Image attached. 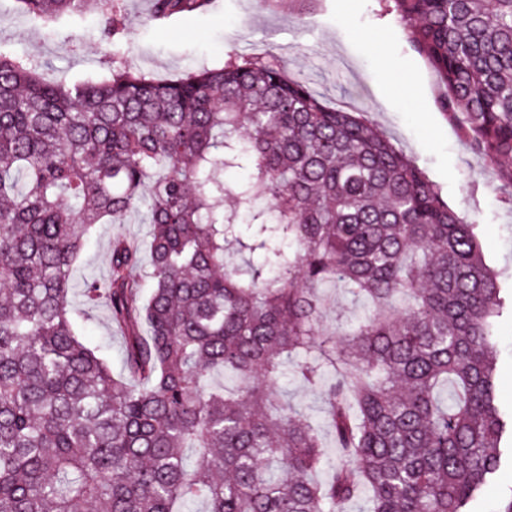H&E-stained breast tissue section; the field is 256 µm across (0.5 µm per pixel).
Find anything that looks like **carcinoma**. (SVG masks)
<instances>
[{
    "mask_svg": "<svg viewBox=\"0 0 512 512\" xmlns=\"http://www.w3.org/2000/svg\"><path fill=\"white\" fill-rule=\"evenodd\" d=\"M390 2L441 111L512 184V0ZM18 3L44 21L94 5L116 33L110 0ZM132 214L148 267L118 234L81 288L121 333L116 374L80 339L73 272L95 225ZM329 283L368 305L343 331ZM502 291L478 225L278 67L67 86L0 54V512H470L512 445ZM290 367L340 449L325 482L319 432L275 390ZM499 346L498 372L501 402L509 410L512 406V313L505 311L497 325Z\"/></svg>",
    "mask_w": 512,
    "mask_h": 512,
    "instance_id": "1",
    "label": "carcinoma"
}]
</instances>
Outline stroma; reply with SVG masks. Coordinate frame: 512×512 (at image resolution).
<instances>
[{"mask_svg":"<svg viewBox=\"0 0 512 512\" xmlns=\"http://www.w3.org/2000/svg\"><path fill=\"white\" fill-rule=\"evenodd\" d=\"M123 34L109 43L98 10L45 23L0 0V53L26 60L49 82L100 81L115 69L167 80L231 59L283 67L329 106L356 112L379 128L440 190L448 205L479 226L488 264L512 293V186L473 151L460 119L437 106L440 87L424 56L411 44L384 0H208L203 10L165 20L152 0H112ZM145 240L138 218L96 225L75 271L105 276L116 234ZM499 395L512 406V313L497 325ZM103 356L119 359L121 338L104 307L82 332ZM279 388L324 440L332 434L317 393L292 378Z\"/></svg>","mask_w":512,"mask_h":512,"instance_id":"stroma-1","label":"stroma"}]
</instances>
